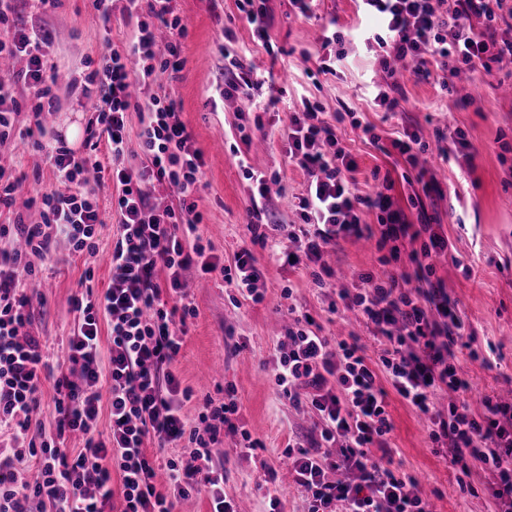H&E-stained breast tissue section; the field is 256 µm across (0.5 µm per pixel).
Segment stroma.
Wrapping results in <instances>:
<instances>
[{"label": "stroma", "mask_w": 512, "mask_h": 512, "mask_svg": "<svg viewBox=\"0 0 512 512\" xmlns=\"http://www.w3.org/2000/svg\"><path fill=\"white\" fill-rule=\"evenodd\" d=\"M271 17L268 46L254 42L251 27L236 0H173L174 10L186 30L181 45V69L166 86L180 107L179 118L193 135L203 154V187L197 201L203 221L197 234L216 272H190V295L195 308L188 321L184 345L172 369L184 386L196 394L223 401L225 385L236 391V426L248 430L258 445L242 447L241 437L225 433L212 455L214 469L224 474V494L248 512H269V471H276L275 485L281 512H307L308 502L291 480L285 479L288 442L314 436L308 410L293 407L275 384L272 367L276 357L288 349L289 306L310 314L326 336L362 337L369 357L379 349L362 318L353 311L330 313L335 292L352 285L351 277L361 271L382 272L388 249H377L367 241H348L329 249L325 260L335 271V289L314 288L305 270L286 262L267 263V250L252 251L263 276V302L245 300L229 287L220 272L232 264L233 254L249 240L246 209L253 184L246 169L279 178L264 203L268 241H288L298 230L299 220L289 205L304 190L303 177L288 164L286 145L276 132L288 121L299 97L319 104L327 115L351 108L355 121H343L337 129L339 144L358 163V189L373 191V170L391 172L396 180L394 201L407 206L410 196H422L429 214L439 220L448 237L447 256L437 259L435 278L457 301L470 342L477 353H490L492 368L481 362L461 359L464 377L472 387V400L485 394L512 390V78L497 71L484 79L456 82L452 91L441 90L437 78L415 81L393 62V76L400 87V105L386 115L365 94L368 74L384 80L379 60L385 51L360 44H347V58L335 74H321L322 28L335 22L344 30L358 24L355 0H313L311 17L296 15L289 0H269ZM18 12L28 25L51 32L54 44L50 58L55 63L52 89L58 109L46 117L48 132L43 148L32 142L0 146V167L23 180V199L56 189L48 145L63 138L70 126L87 130L92 118L78 102L70 85L83 81L104 52L102 24L88 0H59L56 8L43 11L32 0H20ZM233 41H225V30ZM242 57L253 68L259 82L254 95L269 103L268 111H255L248 122H260L271 139L253 138L244 143L237 129L244 104L221 94L224 87V56ZM375 127L379 143H371L363 125ZM461 128L476 151L473 168L447 167L434 142L435 128ZM415 131L428 142L423 182L434 188L424 192L423 182L407 183L412 168L404 158L389 153L388 147L402 129ZM247 168H240L239 159ZM99 216L97 252L73 253L66 240H59L55 254L39 266L33 278L45 303L33 315L31 334L40 338L46 352H61L74 327L73 300L86 289L106 288L110 268L106 255L116 231L118 216L112 208L116 193L110 179L92 186ZM0 208V225L23 218L39 222L38 208L23 204ZM93 270L85 280V270ZM388 411L394 423L391 446L394 465L420 482L433 512H486V492H460L456 472L448 458L434 454L425 420L396 394L388 396Z\"/></svg>", "instance_id": "stroma-1"}]
</instances>
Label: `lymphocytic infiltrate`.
I'll use <instances>...</instances> for the list:
<instances>
[{
  "instance_id": "obj_1",
  "label": "lymphocytic infiltrate",
  "mask_w": 512,
  "mask_h": 512,
  "mask_svg": "<svg viewBox=\"0 0 512 512\" xmlns=\"http://www.w3.org/2000/svg\"><path fill=\"white\" fill-rule=\"evenodd\" d=\"M173 0H125L122 15L131 26V40L121 48L107 43L100 65L86 77L84 98L93 99L87 151L78 155L66 146L51 152L57 180L65 191L41 197V221L0 225V512H32L36 503H50L53 512H104L121 498V512H175L177 500L206 493L211 512H238L224 496V476L212 466L211 452L220 429L231 426L237 411L235 390L226 387L225 402L205 399L193 427L185 410L192 397L171 369L186 335V274L222 271L227 284L259 303L261 269L248 247H240L231 265L219 268L193 236L201 222L195 196L204 165L191 133L179 120L176 101L167 94L133 98L131 86L146 87L159 73L179 71L180 45L159 44V32L182 30ZM359 10L376 16L383 33L369 28L357 38L390 48L395 60L416 80L441 71L444 79L461 72H491L512 64V39L502 27L512 24V0H360ZM11 0H0V59L22 57L26 68L0 77V142L13 138L22 100L35 115L54 111L48 82L49 34L9 18ZM24 97H17V86ZM139 115L136 137L127 133L128 114ZM288 157L304 173L306 190L297 208L305 228L289 245L272 246L273 255L309 267L313 284L330 287L333 270L323 261L328 245L362 238L375 240L399 256V245L421 240L411 251V271L380 278L359 274L354 292H340L345 308L374 327L380 343L378 359L368 358L359 337L331 338L311 327L308 315L295 317L288 330V350L276 359L275 381L289 402L307 407L328 450L298 446L293 481L309 499L308 512H430L416 480L392 469L393 423L387 411L389 392H396L429 421L428 436L447 449L450 462L465 479L459 487L472 491L468 478L480 474L489 487L488 512H512V401L482 396L471 407L468 383L455 362L465 325L458 305L434 281V258L446 255L448 238L420 197L409 200L417 212L409 219L396 208L395 181L384 175L381 188L359 194L357 164L338 145L336 126L321 108L303 101L285 130ZM141 152L139 163L124 160ZM113 167H105L104 158ZM108 174L117 188V234L109 252L110 282L103 292L86 291L74 299L77 328L53 370L38 338L28 335L34 294L25 281L35 261L50 257L57 235L75 252H95L96 206L84 193L89 173ZM176 193L178 207L160 208L151 198L157 186ZM378 211L377 224L363 222ZM55 395L56 433L29 437L32 415L41 403L45 381ZM449 393L447 411L436 401ZM110 411V434L100 437L101 408ZM80 434L84 445L66 447L68 435ZM189 439L192 463L168 460L165 483L157 485L155 463L146 443L158 447ZM34 458L40 475L26 480L19 463ZM345 471L328 481L327 471Z\"/></svg>"
}]
</instances>
